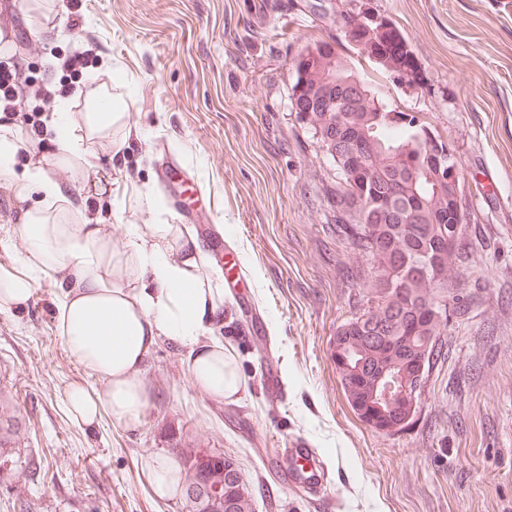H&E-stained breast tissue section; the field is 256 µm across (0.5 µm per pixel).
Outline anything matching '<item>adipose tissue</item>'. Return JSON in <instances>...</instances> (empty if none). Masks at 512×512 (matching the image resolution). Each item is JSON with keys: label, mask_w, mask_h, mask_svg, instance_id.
Masks as SVG:
<instances>
[{"label": "adipose tissue", "mask_w": 512, "mask_h": 512, "mask_svg": "<svg viewBox=\"0 0 512 512\" xmlns=\"http://www.w3.org/2000/svg\"><path fill=\"white\" fill-rule=\"evenodd\" d=\"M49 125L62 146L55 164L74 167L86 142L109 134L118 149L138 132L122 92L107 88L90 92L81 112L55 102ZM21 189L41 193L44 201L23 215L19 267H0V311L24 308L40 277L62 279L57 321L63 345L96 380L69 387L65 405L75 422L90 429L105 419L139 427L151 400L143 366L164 339L187 349L192 379L207 396L240 398L237 358L213 330L223 317L224 290L193 234L177 224H137L118 247L103 225L84 220L82 202L42 166L28 170ZM144 474L158 499L176 498L182 490L184 472L175 458H146Z\"/></svg>", "instance_id": "ef3b65f1"}]
</instances>
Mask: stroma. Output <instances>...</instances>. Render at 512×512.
<instances>
[{
	"mask_svg": "<svg viewBox=\"0 0 512 512\" xmlns=\"http://www.w3.org/2000/svg\"><path fill=\"white\" fill-rule=\"evenodd\" d=\"M42 10L0 0V55L34 85L58 82V55L94 49L72 103L121 74L146 136L113 151L91 143L80 169L51 166L114 244L135 224H179L178 196L160 179L175 165L194 182V231L224 281L215 332L239 359L245 390L217 402L193 382L186 350L164 340L144 377L152 392L135 429L95 431L66 414L70 385L95 380L64 349L55 277L25 309L0 312V387L18 424L17 454L42 461L31 479L0 480V512H189L156 499L147 455L220 448L239 463L253 512H512V0H68ZM369 7L403 32L422 82L396 81L342 42L340 12ZM337 40L376 94L419 116L459 161L463 238L448 277L444 355L404 430L378 432L353 413L330 361L337 328L370 305L367 262L336 231L338 174L290 106L293 61L307 43ZM154 188L158 203L136 190ZM36 194L0 179V266L23 251L19 225ZM237 254L242 281H225ZM276 362L279 394L264 386ZM305 441L324 472L294 491L271 467L276 449Z\"/></svg>",
	"mask_w": 512,
	"mask_h": 512,
	"instance_id": "35a3bbf8",
	"label": "stroma"
}]
</instances>
